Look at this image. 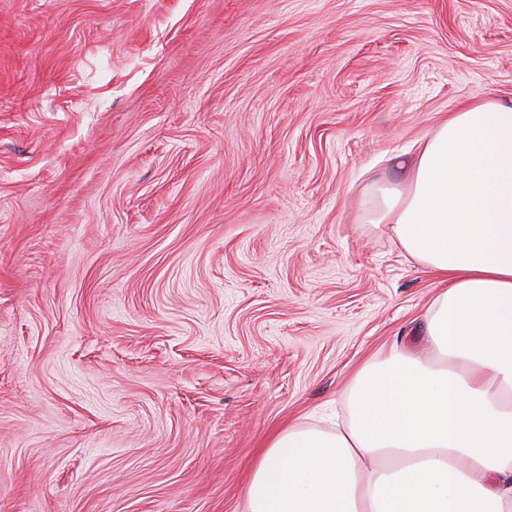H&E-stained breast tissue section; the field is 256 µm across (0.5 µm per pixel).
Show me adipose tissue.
<instances>
[{
	"label": "adipose tissue",
	"instance_id": "adipose-tissue-1",
	"mask_svg": "<svg viewBox=\"0 0 512 512\" xmlns=\"http://www.w3.org/2000/svg\"><path fill=\"white\" fill-rule=\"evenodd\" d=\"M400 168L369 221L443 284L430 353L365 363L344 427L278 430L246 512H512V103H464Z\"/></svg>",
	"mask_w": 512,
	"mask_h": 512
}]
</instances>
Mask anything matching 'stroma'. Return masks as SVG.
Listing matches in <instances>:
<instances>
[{
  "instance_id": "obj_1",
  "label": "stroma",
  "mask_w": 512,
  "mask_h": 512,
  "mask_svg": "<svg viewBox=\"0 0 512 512\" xmlns=\"http://www.w3.org/2000/svg\"><path fill=\"white\" fill-rule=\"evenodd\" d=\"M512 101V0H0V512H245L423 346L377 178Z\"/></svg>"
}]
</instances>
